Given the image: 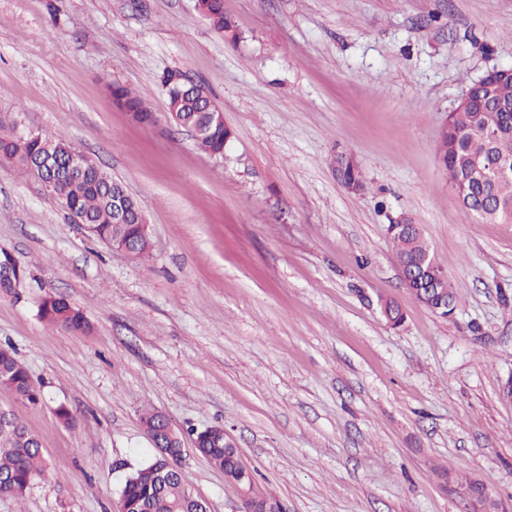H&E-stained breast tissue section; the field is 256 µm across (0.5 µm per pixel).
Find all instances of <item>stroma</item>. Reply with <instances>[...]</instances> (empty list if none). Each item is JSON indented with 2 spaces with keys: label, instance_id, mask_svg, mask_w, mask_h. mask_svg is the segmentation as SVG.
<instances>
[{
  "label": "stroma",
  "instance_id": "stroma-1",
  "mask_svg": "<svg viewBox=\"0 0 512 512\" xmlns=\"http://www.w3.org/2000/svg\"><path fill=\"white\" fill-rule=\"evenodd\" d=\"M0 0V115L73 143L146 212L152 249L109 247L0 160V345L39 387L0 410L46 469L0 512H114L154 455L140 416L176 427L210 512L240 489L195 448L223 426L251 495L284 512H463L454 478L512 512V223L458 203L439 134L467 87L512 68V0ZM204 87L232 137L199 152L162 74ZM140 93L133 121L111 84ZM364 191L337 180V152ZM420 225L458 296L440 317L406 287L387 231ZM80 308L84 334L40 315ZM406 314L391 328L380 300ZM66 406L70 424L55 410ZM450 478H443V471ZM197 9L217 32L236 38L233 23L224 16V0H197ZM41 316L50 323L73 332H85L90 323L85 314L61 297L46 296L40 306Z\"/></svg>",
  "mask_w": 512,
  "mask_h": 512
}]
</instances>
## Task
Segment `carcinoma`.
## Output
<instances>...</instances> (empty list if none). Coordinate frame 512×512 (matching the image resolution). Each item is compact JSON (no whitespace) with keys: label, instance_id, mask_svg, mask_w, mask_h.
Segmentation results:
<instances>
[{"label":"carcinoma","instance_id":"obj_1","mask_svg":"<svg viewBox=\"0 0 512 512\" xmlns=\"http://www.w3.org/2000/svg\"><path fill=\"white\" fill-rule=\"evenodd\" d=\"M198 11L214 29L227 37L236 38L233 23L224 16V0H197ZM168 103V111L176 113L180 124L196 132V147L207 154L221 155L231 138L225 126L207 119L206 113L216 111L211 97L198 85L183 81L177 71H168L161 78ZM112 96L138 122L152 121L144 101L127 88L114 84ZM482 113L462 112L448 117V128L441 133L438 154L448 169L449 185L453 186L466 178L461 167L462 157L470 152H496L483 141ZM63 140L38 131L32 137L21 139L16 133L13 121L0 118V158L18 162L23 170L40 179L42 171L36 160L51 151ZM337 177L344 187L354 186L365 189V182L359 164H343L340 156L334 157ZM98 165L88 162L92 175L83 181L64 180L60 183V205L81 221L93 225V235L102 242L130 243L137 255L149 252L150 242L143 238L136 223V211L140 201L127 197L129 207L128 223H112V198L126 190L121 180L116 183H98L93 172ZM462 206L485 222L508 221L512 219V179H500L485 187L476 185L470 195L462 198ZM394 244L396 257L403 267H413L419 257L430 250L422 234L411 227L388 229ZM431 272L419 274L415 290L427 295L428 289L439 288L434 305L439 307L436 314L446 317V306H455V294L449 279L433 282L434 275L446 269L436 256H431ZM41 316L47 321L69 331L85 332L90 323L85 314L61 297L46 296L40 306ZM0 390L13 393L18 400L29 406L41 401V394L33 384L26 368L16 359L13 352L0 348ZM11 423L0 427V492L19 498L23 496L34 477L44 473L46 465L42 448L37 438L29 433L21 419L9 414ZM207 458L212 465L224 471L228 480H236L242 473L243 461L235 448H226L223 443H211ZM120 497L127 505L128 512H204L201 496L181 483L177 474L167 467L162 454L138 468L126 480Z\"/></svg>","mask_w":512,"mask_h":512}]
</instances>
